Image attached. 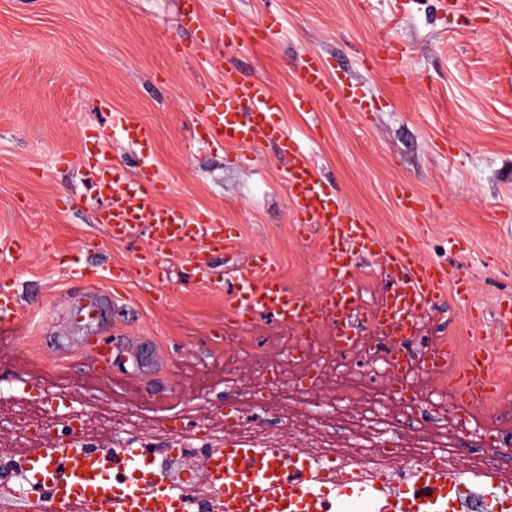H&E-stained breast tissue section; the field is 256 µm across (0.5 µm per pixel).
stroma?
Listing matches in <instances>:
<instances>
[{"label": "stroma", "mask_w": 512, "mask_h": 512, "mask_svg": "<svg viewBox=\"0 0 512 512\" xmlns=\"http://www.w3.org/2000/svg\"><path fill=\"white\" fill-rule=\"evenodd\" d=\"M241 18V52H214L244 78L266 77L283 100L281 118L299 137L350 208L388 241L421 238L427 258L469 280L479 318L460 310L452 291L422 312L424 342L439 336L491 340L499 297L512 295V0H203L201 18ZM271 38L254 44L265 19ZM196 43L176 0H0V287L15 289L14 330L0 337V452L29 454L16 414L45 416L42 401H73L84 437L107 449L129 429L157 448L185 445L207 424L216 447L268 427L282 448L321 432L317 412L343 421L336 375L308 382V363L292 350L300 327L261 314L224 319V298L255 252L266 253L285 284L305 298L327 289L315 234L294 221L275 143L214 149L200 139L196 108L216 75L200 71L183 47ZM405 50V74L385 66ZM321 56L332 79L357 81L362 107L342 114L301 111L292 92L297 67ZM125 113L152 133L164 190L156 203L222 217L236 241L217 256L210 280L187 274L192 249L171 247L159 276L141 280L135 265L150 242L113 241L97 223L99 202L58 155L93 148L89 134L106 110ZM409 183L428 206L413 215L391 193ZM68 209H61V202ZM29 250L25 264L7 251ZM116 268L125 280L102 286L74 280L72 265ZM104 300L98 321L74 319L88 295ZM121 360L98 369L91 340ZM275 372L288 389L273 402L263 380ZM37 387L40 398L29 397ZM243 418L228 429L225 418ZM178 429H171V422Z\"/></svg>", "instance_id": "obj_1"}]
</instances>
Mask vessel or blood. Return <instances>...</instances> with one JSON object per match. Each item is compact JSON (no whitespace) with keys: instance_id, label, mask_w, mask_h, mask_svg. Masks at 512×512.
<instances>
[{"instance_id":"b4317fda","label":"vessel or blood","mask_w":512,"mask_h":512,"mask_svg":"<svg viewBox=\"0 0 512 512\" xmlns=\"http://www.w3.org/2000/svg\"><path fill=\"white\" fill-rule=\"evenodd\" d=\"M179 21L198 33L201 66L220 74L206 96L197 103L204 114L202 135L215 147H246L261 141H276L288 163L281 183L291 211L302 228L317 227V245L329 286L307 299L288 288L266 255L257 253L241 274V286L226 298V315L247 320L257 313H270L285 324L330 325L339 329L348 312L360 258L383 257L393 277L388 298L372 313V329L379 335L401 336L411 316L436 303L446 285H454L461 305L469 303V285L446 266L427 260L419 241L407 240L388 248L384 239L362 215L350 209L334 182L328 180L301 141L291 135L279 119L282 104L271 83L263 77L242 79L228 68H219L217 57L207 50L223 34L233 33L238 22L226 18L223 27L203 25L201 0H178ZM295 90L299 106L311 111L323 102L340 112L358 107L354 85L331 79L323 61L307 56L297 70ZM123 144L148 150L149 130L116 112L111 127H99L96 141L106 142L111 132ZM64 167H89L93 189L107 202L99 220L110 228L113 241L134 239L140 227L149 231L150 250L137 263L142 278L154 279L169 248L191 245L193 275L207 279L211 257L235 243L227 225L215 214H189L170 207L152 205L162 183L152 163H142L137 175L105 153L61 155ZM393 194L408 213L426 206L423 195L406 183ZM19 300L12 290L0 289V330L12 329ZM499 333L494 347L475 346L467 357H459L454 344L426 349L423 367L431 371L445 366L458 370V380L470 394L492 392L499 384L495 369L500 354L512 351V298L496 305ZM210 483L224 491V512H333L327 489L337 496L352 494L372 506V512H456L464 492L466 476L449 478L436 464H419L411 474L412 484L392 491L385 474L365 482L334 469L313 468L311 463L283 448H244L238 444L211 454L205 461ZM25 483L43 498L60 503L97 504L111 512H185L186 504L165 479L164 464L155 454L135 445L113 452L94 448L55 447L26 456L21 463Z\"/></svg>"}]
</instances>
